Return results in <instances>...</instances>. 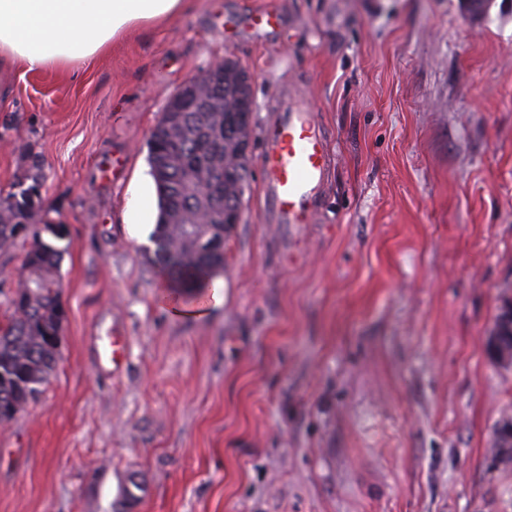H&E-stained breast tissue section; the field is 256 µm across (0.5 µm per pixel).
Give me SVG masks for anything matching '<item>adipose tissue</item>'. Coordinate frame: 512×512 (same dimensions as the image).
Returning <instances> with one entry per match:
<instances>
[{
	"mask_svg": "<svg viewBox=\"0 0 512 512\" xmlns=\"http://www.w3.org/2000/svg\"><path fill=\"white\" fill-rule=\"evenodd\" d=\"M193 0H0V69L68 72L130 31L174 20Z\"/></svg>",
	"mask_w": 512,
	"mask_h": 512,
	"instance_id": "1",
	"label": "adipose tissue"
}]
</instances>
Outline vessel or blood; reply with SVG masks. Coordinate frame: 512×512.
I'll list each match as a JSON object with an SVG mask.
<instances>
[{
  "label": "vessel or blood",
  "instance_id": "b4317fda",
  "mask_svg": "<svg viewBox=\"0 0 512 512\" xmlns=\"http://www.w3.org/2000/svg\"><path fill=\"white\" fill-rule=\"evenodd\" d=\"M262 141L263 194L274 223H313L329 158L310 109L298 96L280 98Z\"/></svg>",
  "mask_w": 512,
  "mask_h": 512
}]
</instances>
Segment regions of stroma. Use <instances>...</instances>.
Returning <instances> with one entry per match:
<instances>
[{"mask_svg": "<svg viewBox=\"0 0 512 512\" xmlns=\"http://www.w3.org/2000/svg\"><path fill=\"white\" fill-rule=\"evenodd\" d=\"M281 29L255 38L250 13ZM250 77L251 175L224 302L172 316L128 203L175 90ZM0 196L43 172L66 312L39 399L0 426V512H512L489 455L512 367V0H194L77 72L12 70ZM298 93L331 166L315 223L262 206V129ZM124 340L123 366L101 351ZM512 302L503 301L495 318L494 325L487 336L485 350L489 359L501 366H512Z\"/></svg>", "mask_w": 512, "mask_h": 512, "instance_id": "stroma-1", "label": "stroma"}]
</instances>
